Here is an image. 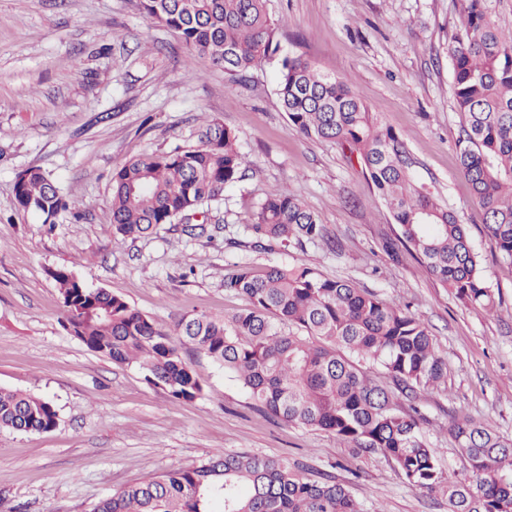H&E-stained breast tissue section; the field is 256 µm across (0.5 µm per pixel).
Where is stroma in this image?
<instances>
[{"mask_svg":"<svg viewBox=\"0 0 512 512\" xmlns=\"http://www.w3.org/2000/svg\"><path fill=\"white\" fill-rule=\"evenodd\" d=\"M269 9L280 52L234 83L204 59L186 60L178 33L146 19L139 0H0V387L42 397L59 415L49 432L0 430V512H90L135 481L243 451L336 477L364 512H448L445 497L409 486L382 454L358 455L329 432L269 417L192 347L181 354L203 391L189 403L90 351L60 324L53 269L122 295L166 328L189 313L227 320L245 308L224 288L241 264L300 261L353 280L408 305L448 362L445 383L418 389L416 400L444 476L470 474L450 436L454 418L512 438V268L457 166L451 52L465 33L461 0H270ZM285 55L348 81L405 137L414 179L466 225L498 316L464 306L412 256L386 254L399 227L356 156L290 128L276 92ZM212 120L236 132L247 170L211 204L205 233L178 224L135 240L116 233L113 170L200 146ZM29 167L49 173L78 213L49 226L18 209L15 177ZM275 188L306 204L327 243L253 246L250 226Z\"/></svg>","mask_w":512,"mask_h":512,"instance_id":"1","label":"stroma"}]
</instances>
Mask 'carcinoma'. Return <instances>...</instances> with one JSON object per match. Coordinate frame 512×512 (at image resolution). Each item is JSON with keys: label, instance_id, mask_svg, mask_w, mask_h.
<instances>
[{"label": "carcinoma", "instance_id": "obj_1", "mask_svg": "<svg viewBox=\"0 0 512 512\" xmlns=\"http://www.w3.org/2000/svg\"><path fill=\"white\" fill-rule=\"evenodd\" d=\"M268 2L140 0V8L147 19L179 34L188 59L206 58L236 81L279 49ZM463 11L466 34L453 51V95L463 117L459 167L501 260L512 267V32L494 24L487 0H463ZM277 94L297 133L356 152L400 228L387 252L395 255L404 247L464 305L495 314L494 293L465 225L413 179L415 160L402 136L383 126L380 113L347 81L300 56L282 59ZM244 176L237 135L213 122L199 147L139 157L113 170L112 227L136 239L204 215ZM14 198L50 225L78 209L38 168L17 173ZM250 230L258 242L283 248L325 240L314 214L281 189L262 200ZM52 277L63 300L64 329L98 355L138 367L174 400L190 402L202 393L180 354L181 345L191 344L234 374L271 417L330 432L358 453L383 454L410 486L447 496L449 512H512V439L470 418L455 419L450 433L471 476L447 479L439 449L422 439L420 419L396 408V395L410 399L416 388L437 387L448 376L428 325L408 308L303 263L261 272L243 264L224 275V288L249 307L229 320L196 314L166 329L121 295L88 288L67 269ZM366 362L380 366L394 390L375 383L362 368ZM57 421L51 402L0 387V429L47 432ZM91 512L364 510L332 477L311 479L279 459L237 452L144 478L99 500Z\"/></svg>", "mask_w": 512, "mask_h": 512}]
</instances>
